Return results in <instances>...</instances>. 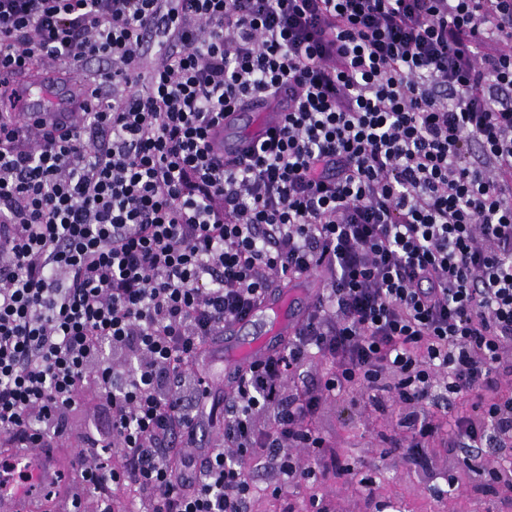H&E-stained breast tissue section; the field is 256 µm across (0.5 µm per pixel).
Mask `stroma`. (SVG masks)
<instances>
[{
	"instance_id": "35a3bbf8",
	"label": "stroma",
	"mask_w": 512,
	"mask_h": 512,
	"mask_svg": "<svg viewBox=\"0 0 512 512\" xmlns=\"http://www.w3.org/2000/svg\"><path fill=\"white\" fill-rule=\"evenodd\" d=\"M273 322V317L262 318L238 333L221 334L208 343L195 370L209 378L212 401H220L227 390V349L265 340ZM410 410V405L387 392L377 405L353 402L347 393L328 397L312 424L337 460L372 478L371 490L331 474L322 483L289 485L276 498L267 489L277 484L279 477L268 472L257 480L253 512H286L290 505L296 512H304L314 495L324 498L332 512H512V494L492 493L490 482L465 466L461 447L447 436L430 443L423 464L394 454L391 441L402 437L401 422ZM452 480L458 484L453 491L448 488Z\"/></svg>"
}]
</instances>
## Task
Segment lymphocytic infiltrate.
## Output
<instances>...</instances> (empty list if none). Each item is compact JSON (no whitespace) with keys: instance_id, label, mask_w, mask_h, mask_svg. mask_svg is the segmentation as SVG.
<instances>
[{"instance_id":"1","label":"lymphocytic infiltrate","mask_w":512,"mask_h":512,"mask_svg":"<svg viewBox=\"0 0 512 512\" xmlns=\"http://www.w3.org/2000/svg\"><path fill=\"white\" fill-rule=\"evenodd\" d=\"M107 61L82 124L0 138V435L51 446L91 391L112 438L76 458L99 512H251L253 474L328 473L312 426L358 386L469 412L468 466L512 447V0H0V71ZM284 119L213 149L232 113ZM318 273L292 336L231 372L224 438L191 446L210 336ZM123 353L112 363L108 352ZM334 372L309 383L312 356ZM267 411L270 424L255 417ZM116 460L105 465L101 446Z\"/></svg>"}]
</instances>
